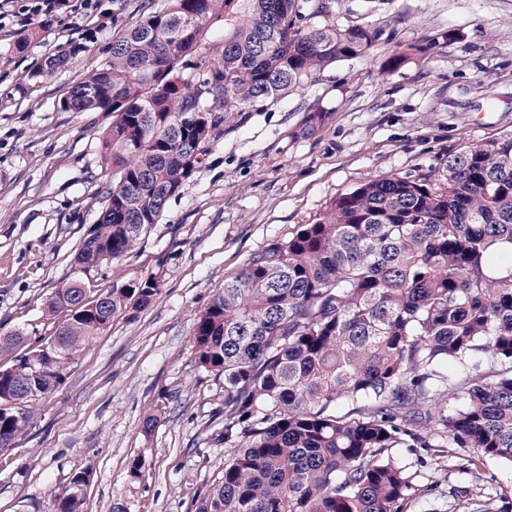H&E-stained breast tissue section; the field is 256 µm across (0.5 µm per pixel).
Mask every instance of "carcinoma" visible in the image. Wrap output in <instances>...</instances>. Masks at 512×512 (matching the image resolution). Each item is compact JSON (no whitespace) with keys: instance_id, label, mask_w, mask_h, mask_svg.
<instances>
[{"instance_id":"obj_1","label":"carcinoma","mask_w":512,"mask_h":512,"mask_svg":"<svg viewBox=\"0 0 512 512\" xmlns=\"http://www.w3.org/2000/svg\"><path fill=\"white\" fill-rule=\"evenodd\" d=\"M113 2L124 31L62 105L114 114L100 159L119 182L89 233L111 248L105 262L158 223L223 113L361 57L379 36L326 21L319 0H166L140 15ZM216 23L220 56L187 63ZM86 49L70 47L27 79ZM108 292L115 318L160 288L148 277ZM79 293L72 278L46 302L63 320L58 348L39 354L41 377H29L25 353L0 374V441L27 430L33 403L101 333L71 313ZM191 346L199 368L224 378V426L211 432L224 461L196 512H410L438 489L425 472L440 462L421 456L424 475L410 474L395 448H470L512 464V136L448 154L437 182L390 175L334 199L224 283ZM450 364L462 367L454 379ZM19 383L32 391L16 412L5 404ZM91 475L74 473L54 512H82L69 491Z\"/></svg>"}]
</instances>
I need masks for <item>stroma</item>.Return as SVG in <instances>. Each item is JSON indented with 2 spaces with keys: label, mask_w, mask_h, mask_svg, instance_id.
Masks as SVG:
<instances>
[{
  "label": "stroma",
  "mask_w": 512,
  "mask_h": 512,
  "mask_svg": "<svg viewBox=\"0 0 512 512\" xmlns=\"http://www.w3.org/2000/svg\"><path fill=\"white\" fill-rule=\"evenodd\" d=\"M100 4L91 21L50 18L21 50L29 23L0 22V336L53 335L45 303L70 275L103 191L118 183L99 158L111 113L62 108L119 35L112 0ZM332 21L368 23L380 36L363 57L225 113L137 248L91 271L97 290L154 276L161 293L134 318H115L36 401L27 431L0 449V512H52L86 466L83 512H195L224 458L208 440L224 424V382L197 367L191 336L225 281L360 184L436 175L449 153L512 135V0H338ZM78 42L88 49L71 64L26 81ZM396 56L401 64L390 66ZM314 110L324 123L302 135ZM150 415L158 422L148 433ZM464 456L457 448L444 459L439 492L414 512H463L449 491L479 477L512 501L511 464L487 459L464 474Z\"/></svg>",
  "instance_id": "35a3bbf8"
}]
</instances>
